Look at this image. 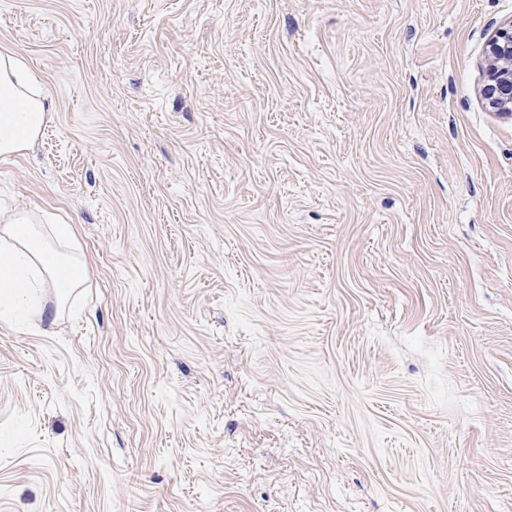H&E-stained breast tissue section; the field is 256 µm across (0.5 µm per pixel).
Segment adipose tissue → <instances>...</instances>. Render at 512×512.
Masks as SVG:
<instances>
[{
  "mask_svg": "<svg viewBox=\"0 0 512 512\" xmlns=\"http://www.w3.org/2000/svg\"><path fill=\"white\" fill-rule=\"evenodd\" d=\"M33 71L19 56L0 54V155L33 144L53 114V105L35 91ZM66 224L45 227L29 211L0 217V314L24 323L42 319L41 290L80 287L85 266L70 247Z\"/></svg>",
  "mask_w": 512,
  "mask_h": 512,
  "instance_id": "1",
  "label": "adipose tissue"
}]
</instances>
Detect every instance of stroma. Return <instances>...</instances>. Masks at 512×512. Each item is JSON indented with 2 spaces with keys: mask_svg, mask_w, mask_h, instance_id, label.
Here are the masks:
<instances>
[{
  "mask_svg": "<svg viewBox=\"0 0 512 512\" xmlns=\"http://www.w3.org/2000/svg\"><path fill=\"white\" fill-rule=\"evenodd\" d=\"M512 0H0L54 104L0 212V512H512ZM487 100L500 112H512V20L489 42ZM32 212L0 217V314L22 323L42 321L46 308L41 288H79L85 266L71 249L67 224H45ZM65 248L66 251H62Z\"/></svg>",
  "mask_w": 512,
  "mask_h": 512,
  "instance_id": "1",
  "label": "stroma"
}]
</instances>
